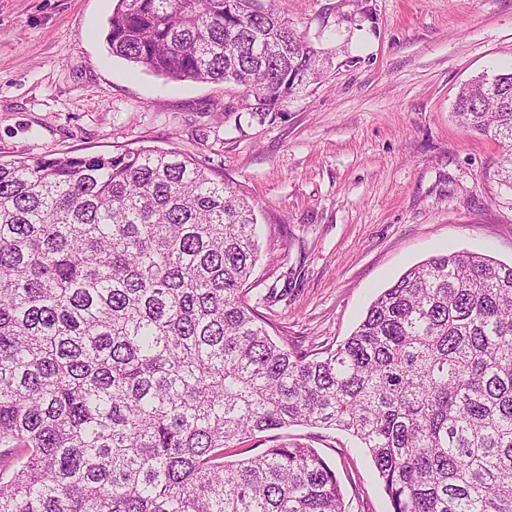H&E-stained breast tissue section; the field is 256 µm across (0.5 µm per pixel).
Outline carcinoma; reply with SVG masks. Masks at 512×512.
Returning <instances> with one entry per match:
<instances>
[{
    "instance_id": "1",
    "label": "carcinoma",
    "mask_w": 512,
    "mask_h": 512,
    "mask_svg": "<svg viewBox=\"0 0 512 512\" xmlns=\"http://www.w3.org/2000/svg\"><path fill=\"white\" fill-rule=\"evenodd\" d=\"M112 55L279 110L320 51L274 0H118ZM462 127L512 144V71ZM254 206L175 150L0 160V512H346L304 425L364 449L391 512H512V265L410 267L350 336L277 345L243 300ZM280 433L275 431L273 433H263L257 436L241 440L235 448L227 450L225 460L234 461L248 456L256 455L262 452L265 448L277 444L280 440L277 439L276 434Z\"/></svg>"
}]
</instances>
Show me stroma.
Listing matches in <instances>:
<instances>
[{
	"mask_svg": "<svg viewBox=\"0 0 512 512\" xmlns=\"http://www.w3.org/2000/svg\"><path fill=\"white\" fill-rule=\"evenodd\" d=\"M116 0H0V158L174 149L241 186L261 253L246 302L277 342L348 337L430 255L512 263L505 147L453 116L462 84L512 69V0H278L328 53L279 111L241 88L175 82L112 56ZM335 469L346 512H390L363 449L296 426Z\"/></svg>",
	"mask_w": 512,
	"mask_h": 512,
	"instance_id": "35a3bbf8",
	"label": "stroma"
}]
</instances>
